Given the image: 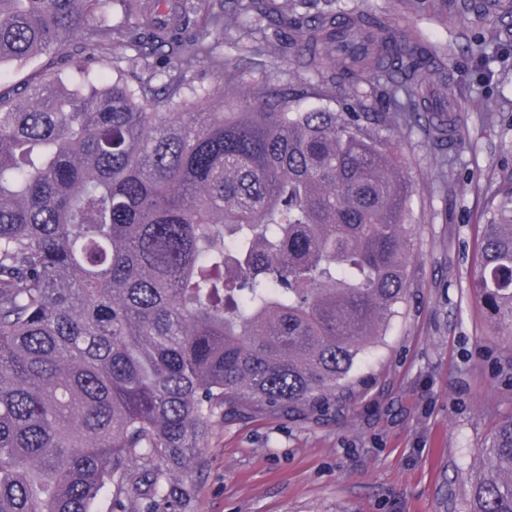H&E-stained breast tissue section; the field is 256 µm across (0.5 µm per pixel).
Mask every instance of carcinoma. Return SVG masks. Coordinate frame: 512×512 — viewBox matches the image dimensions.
I'll return each mask as SVG.
<instances>
[{"label":"carcinoma","instance_id":"obj_1","mask_svg":"<svg viewBox=\"0 0 512 512\" xmlns=\"http://www.w3.org/2000/svg\"><path fill=\"white\" fill-rule=\"evenodd\" d=\"M258 0H0V512H193L189 471L213 427L254 405L352 404L362 353L406 300L410 187L367 112L300 111L264 82L221 97L180 70ZM304 16L290 46L399 99L386 127L456 145L425 54L379 18ZM117 35L149 71L71 83L38 60ZM480 298L512 327V171L491 190ZM469 512H512V415L491 434Z\"/></svg>","mask_w":512,"mask_h":512}]
</instances>
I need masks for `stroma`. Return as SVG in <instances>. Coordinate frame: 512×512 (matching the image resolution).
I'll return each instance as SVG.
<instances>
[{
    "instance_id": "35a3bbf8",
    "label": "stroma",
    "mask_w": 512,
    "mask_h": 512,
    "mask_svg": "<svg viewBox=\"0 0 512 512\" xmlns=\"http://www.w3.org/2000/svg\"><path fill=\"white\" fill-rule=\"evenodd\" d=\"M481 0H296L289 17L323 11L386 18L423 46L448 79L461 142L440 177V148L421 130L375 125L412 190L409 293L384 342L362 357L360 398L311 424L263 409L226 418L193 468L198 512H468L489 434L512 414V332L479 300L477 243L488 187L512 168V122L490 124L483 103L512 113V14L483 16ZM202 35L213 58L196 84L265 81L302 109L340 111L350 91L325 89L288 46V29Z\"/></svg>"
}]
</instances>
